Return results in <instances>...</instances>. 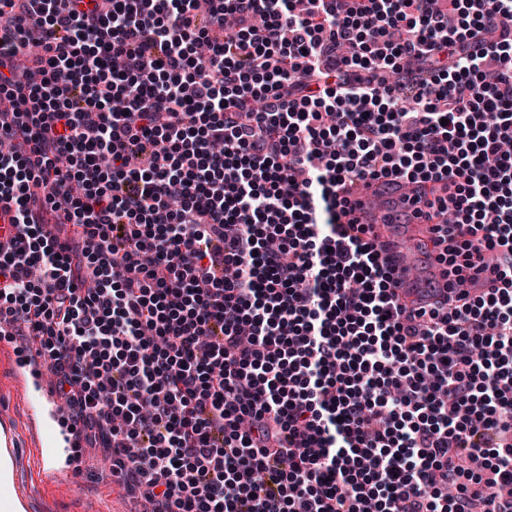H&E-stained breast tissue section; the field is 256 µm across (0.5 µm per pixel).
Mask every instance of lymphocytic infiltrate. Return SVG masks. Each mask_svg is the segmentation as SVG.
Wrapping results in <instances>:
<instances>
[{
    "instance_id": "lymphocytic-infiltrate-1",
    "label": "lymphocytic infiltrate",
    "mask_w": 512,
    "mask_h": 512,
    "mask_svg": "<svg viewBox=\"0 0 512 512\" xmlns=\"http://www.w3.org/2000/svg\"><path fill=\"white\" fill-rule=\"evenodd\" d=\"M18 97L0 325L133 498L512 512V0H0ZM380 176L453 179L445 301L348 221Z\"/></svg>"
}]
</instances>
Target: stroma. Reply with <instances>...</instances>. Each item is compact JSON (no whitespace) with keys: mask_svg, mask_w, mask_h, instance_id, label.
Masks as SVG:
<instances>
[{"mask_svg":"<svg viewBox=\"0 0 512 512\" xmlns=\"http://www.w3.org/2000/svg\"><path fill=\"white\" fill-rule=\"evenodd\" d=\"M16 340L0 343V409L23 435L19 446L17 477L27 493L30 512H142L124 489L113 484L110 458L99 448L81 451L77 469L68 478L31 483L41 434L30 423L23 386L14 369Z\"/></svg>","mask_w":512,"mask_h":512,"instance_id":"stroma-1","label":"stroma"}]
</instances>
